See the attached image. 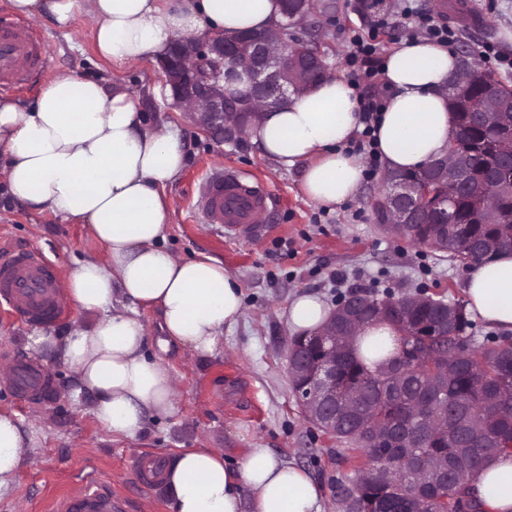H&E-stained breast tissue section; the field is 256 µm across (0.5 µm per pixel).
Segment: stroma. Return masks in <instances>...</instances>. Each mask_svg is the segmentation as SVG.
Wrapping results in <instances>:
<instances>
[{"mask_svg": "<svg viewBox=\"0 0 512 512\" xmlns=\"http://www.w3.org/2000/svg\"><path fill=\"white\" fill-rule=\"evenodd\" d=\"M358 2L336 0L335 11L320 21L321 50L332 71L342 75L348 72L352 34H374L383 55L404 38L394 25L371 32ZM443 14L458 29L451 42L454 50L470 52L483 72L512 85V71L480 56L488 45L512 54V0H449ZM32 26L49 46L45 76L68 71L123 81L140 93L156 120L183 128L187 164L165 189L170 211L165 247L179 258L207 255L222 262L241 285L245 315L225 330L221 352L202 357L174 347L162 354L177 382V411L148 420L139 436L124 439L98 425L91 398L78 403L71 399L70 373L64 366L29 348L33 324L0 311V362L32 359L54 386L53 398L43 402L0 385V410L14 412L29 439L14 484L0 493V512H43L50 496L93 470L108 475L113 492L126 498L128 512H170L166 486L143 484L130 465L133 457L211 448L234 464L246 449L256 447L304 467L323 489L321 512H336L333 484L347 476L348 469L336 466L333 459L344 445L308 422L293 395L285 358L291 337L285 317L289 301L301 290L333 304L352 289H420L456 302L464 298L466 268L446 254L414 247L380 230L374 201L382 172L364 181L356 203L335 210L314 205L301 192L299 170L280 169L248 145H218L182 112L156 107L152 92L160 77L154 64L113 68L96 54L86 20L67 30L40 19ZM228 165L261 176L277 193L278 206L265 236L224 234L203 223L195 210V188L204 172ZM12 246L41 249L67 274L83 260L107 258L87 225L62 221L50 212H32L1 197L0 248Z\"/></svg>", "mask_w": 512, "mask_h": 512, "instance_id": "obj_1", "label": "stroma"}]
</instances>
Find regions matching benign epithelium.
I'll list each match as a JSON object with an SVG mask.
<instances>
[{
    "label": "benign epithelium",
    "mask_w": 512,
    "mask_h": 512,
    "mask_svg": "<svg viewBox=\"0 0 512 512\" xmlns=\"http://www.w3.org/2000/svg\"><path fill=\"white\" fill-rule=\"evenodd\" d=\"M316 0H284L286 28L266 35L228 39L207 35L202 39H179L169 56L159 63L160 78L170 86L183 112L216 143H244L245 125L261 112L260 104H275L288 99V91L300 92L326 77L329 66L324 55L310 41L288 33V29L307 26L317 15ZM251 80L245 92L224 86L237 69ZM473 71L464 61L451 89L462 94ZM488 117L498 112V102L512 95V88L486 82ZM467 184L466 163L458 151L457 140L449 143L448 155L423 168L419 181L396 173L383 177L382 191L374 206L379 222L391 234L412 237L416 224L437 226L423 246L448 251V198ZM412 305L397 302L384 306L367 294L346 299L327 328L309 338L296 337L287 351V372L292 390L306 419L325 436L336 438V415L343 403L336 396V352L344 350L360 326L388 314L404 313ZM318 344L324 356L315 363L303 358L308 344ZM416 467L436 477L448 475V461L419 453ZM336 504L343 512H359L360 489L344 479H336Z\"/></svg>",
    "instance_id": "1"
}]
</instances>
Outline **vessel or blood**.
Listing matches in <instances>:
<instances>
[{
    "label": "vessel or blood",
    "mask_w": 512,
    "mask_h": 512,
    "mask_svg": "<svg viewBox=\"0 0 512 512\" xmlns=\"http://www.w3.org/2000/svg\"><path fill=\"white\" fill-rule=\"evenodd\" d=\"M45 45L23 22L0 15V89L11 90L37 79L44 71ZM276 193L261 178L234 167L210 171L195 194V207L205 223L245 236L266 232ZM70 303L65 278L38 249L25 247L0 254V304L19 318L49 323ZM20 394L46 393L47 381L33 360L17 358L6 378ZM132 468L147 483L156 482L163 467L158 456L136 458ZM49 512H127L107 479L89 473L54 497Z\"/></svg>",
    "instance_id": "b4317fda"
}]
</instances>
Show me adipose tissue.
Listing matches in <instances>:
<instances>
[{
  "mask_svg": "<svg viewBox=\"0 0 512 512\" xmlns=\"http://www.w3.org/2000/svg\"><path fill=\"white\" fill-rule=\"evenodd\" d=\"M29 18L65 29L88 17L97 53L119 68L164 57L171 44L211 31L265 34L283 21L281 0H8ZM459 70L451 48L422 39L402 42L382 65L384 108L373 148L385 170H418L445 156L455 131L448 83ZM358 94L332 75L272 104L246 139L282 169L301 172V190L318 206L354 201L364 179L361 154L348 146L363 131ZM0 188L26 208L88 225L108 253L70 276L76 310L93 324L64 336L33 330L30 346L71 372L74 398L91 395L92 413L112 436L135 437L150 417L176 410V381L160 355L170 345L211 356L224 330L243 316L238 279L213 258L180 259L164 243L169 211L163 195L186 164L179 133L151 121L128 85L60 72L35 100L0 96ZM464 309L503 334L512 333V252L471 267ZM154 309L164 333L158 356L147 353L139 316ZM332 307L314 293L288 304L291 333L322 329ZM26 433L0 412V490L19 470ZM163 480L172 512H320L321 491L302 469L268 448L247 449L237 466L222 453L190 448L167 459ZM479 512H512V450L489 457L467 484Z\"/></svg>",
  "mask_w": 512,
  "mask_h": 512,
  "instance_id": "adipose-tissue-1",
  "label": "adipose tissue"
}]
</instances>
